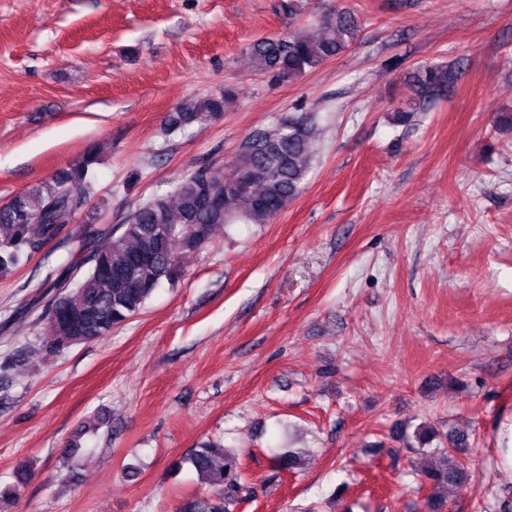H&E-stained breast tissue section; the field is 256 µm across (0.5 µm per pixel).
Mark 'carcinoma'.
<instances>
[{
  "label": "carcinoma",
  "instance_id": "obj_1",
  "mask_svg": "<svg viewBox=\"0 0 512 512\" xmlns=\"http://www.w3.org/2000/svg\"><path fill=\"white\" fill-rule=\"evenodd\" d=\"M358 32L356 17L346 11L317 22V34L295 33L269 38L249 48L254 71L275 81H292L342 54ZM448 69L429 66L418 71L414 91L428 99L444 94L451 83ZM238 96L224 86L200 102L186 103L167 116L169 126L184 129L224 117ZM315 120L307 112L290 115L269 130L250 134L227 165H208L183 179L171 196L156 197L138 207L124 224H104L90 237L78 258L50 275L41 305L26 304L17 315L35 316L46 325V348L61 351L101 340L138 314L164 281L174 283L184 272L183 258L200 250L216 224H267L300 192L312 161ZM99 154L92 149L76 163L0 205V274L41 252L50 243L66 247L82 237L75 220L90 200V173ZM75 313L79 322L69 332L50 325L52 313ZM420 454L433 463L417 470L432 491L423 512H447L456 487L470 479L460 460L470 447V434L415 430ZM436 443L433 448L430 443ZM198 480L221 489L217 497L200 496L180 512H230L229 506L248 488L238 458L216 445L197 448L188 458ZM275 471L293 473L304 464L302 454L277 451Z\"/></svg>",
  "mask_w": 512,
  "mask_h": 512
}]
</instances>
